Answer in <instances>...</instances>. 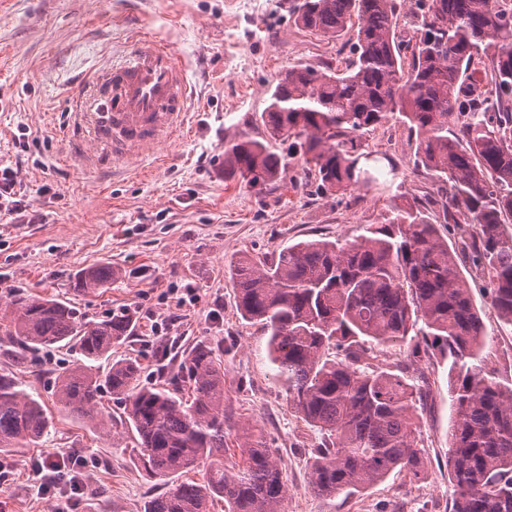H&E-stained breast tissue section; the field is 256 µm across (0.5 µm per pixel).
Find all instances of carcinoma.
<instances>
[{"label": "carcinoma", "instance_id": "cac0c4a2", "mask_svg": "<svg viewBox=\"0 0 512 512\" xmlns=\"http://www.w3.org/2000/svg\"><path fill=\"white\" fill-rule=\"evenodd\" d=\"M415 41L396 35L397 0H294L296 25L328 41L352 32L349 55L332 70L281 72L261 113L270 139L243 132L224 143V181L283 180L288 143L322 194L358 186L392 189L397 166L364 149V132L390 120L416 136L414 165L444 184L446 224L472 227L460 250L416 202L391 194V215L352 241L313 240L263 258L232 261L243 320L268 336L288 403L316 428L311 489L353 493L395 470L423 476L417 403L408 366L372 368L368 349L404 344L409 358L448 363L451 512H512V378L492 361L480 310L458 268L462 254L487 279V293L512 325V10L499 0H415ZM112 266L80 271L88 293L112 286ZM0 334L22 358L68 347L77 363L58 374V410L107 428L101 393L124 403L145 471L171 483L145 512H282L288 484L274 450L250 427L236 434L239 463L224 468V364L220 345L199 341L161 380L140 384L132 358L112 348L133 332L127 314L83 321L54 296L14 293ZM105 360V370L96 363ZM53 427L38 396L0 373V452L33 447ZM203 471L202 479L190 474Z\"/></svg>", "mask_w": 512, "mask_h": 512}]
</instances>
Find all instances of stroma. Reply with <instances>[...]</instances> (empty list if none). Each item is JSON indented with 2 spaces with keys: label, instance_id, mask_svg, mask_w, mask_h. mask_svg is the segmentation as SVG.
Listing matches in <instances>:
<instances>
[{
  "label": "stroma",
  "instance_id": "1",
  "mask_svg": "<svg viewBox=\"0 0 512 512\" xmlns=\"http://www.w3.org/2000/svg\"><path fill=\"white\" fill-rule=\"evenodd\" d=\"M290 0H0V162L18 165L31 200L27 224L0 223V306L9 294L54 295L80 315L99 321L122 310L142 308L174 317L167 334L153 335L137 318L130 341L113 359L136 358L141 384L157 381L174 347L200 340L220 343L224 400L233 418L224 430L235 436L249 424L264 434L287 478L283 512H450L448 481V365L422 359L409 365L402 345L374 348L368 366L408 365L424 375L429 392L420 417L419 446L425 477L393 472L365 491L321 496L310 488L312 450L320 441L288 403L267 355L259 325L235 308L230 261L260 256L312 239L352 240L390 209L388 192L361 188L358 200L315 193L297 165L282 182L252 187L224 180V143L246 132L268 133L260 115L279 72L296 64L322 69L349 52L347 38L322 40L288 15ZM156 35L173 48L195 86L189 102L192 132L157 148L165 163L149 177L107 173L69 156V114L86 81L122 52L132 28ZM31 135L18 144L20 127ZM367 150L390 157L399 168L401 192L418 201L450 244L460 231L442 224L438 182L414 170L415 137L387 123L364 137ZM116 272L110 289L82 293L75 275L92 265ZM461 272L481 310L493 353L512 358V326L504 323L484 291V278L461 261ZM192 286L195 301L175 307L178 289ZM0 369L23 381L45 404L55 398L57 375L76 363L75 352L47 348L24 361L6 356ZM110 429L57 416L37 447L0 453L12 470L0 483L9 512H48L55 499L32 491L33 466L46 457L95 458L89 491L67 498L69 512H144L150 497L165 492L163 480L138 464L136 441L124 422V406L103 393Z\"/></svg>",
  "mask_w": 512,
  "mask_h": 512
}]
</instances>
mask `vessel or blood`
Instances as JSON below:
<instances>
[{
  "label": "vessel or blood",
  "instance_id": "1",
  "mask_svg": "<svg viewBox=\"0 0 512 512\" xmlns=\"http://www.w3.org/2000/svg\"><path fill=\"white\" fill-rule=\"evenodd\" d=\"M190 81L170 46L142 35L123 60L99 74L92 107L72 114L75 133H89L97 146L95 163L115 166L145 161L187 122Z\"/></svg>",
  "mask_w": 512,
  "mask_h": 512
}]
</instances>
